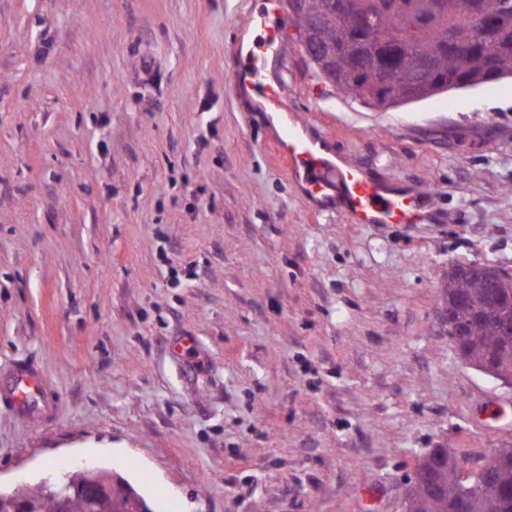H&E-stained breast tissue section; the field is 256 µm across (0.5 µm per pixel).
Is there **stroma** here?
Here are the masks:
<instances>
[{
  "mask_svg": "<svg viewBox=\"0 0 512 512\" xmlns=\"http://www.w3.org/2000/svg\"><path fill=\"white\" fill-rule=\"evenodd\" d=\"M258 2L0 0V374L54 401L0 405L1 492L87 463L152 512H404L430 449L512 445L443 319L451 266L512 272V77L368 109L290 27L274 113L234 78ZM290 123L434 220L303 196ZM0 397L1 402L22 414L44 416L52 410V401L43 389L41 373L31 364L10 369Z\"/></svg>",
  "mask_w": 512,
  "mask_h": 512,
  "instance_id": "1",
  "label": "stroma"
}]
</instances>
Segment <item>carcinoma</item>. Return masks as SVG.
Masks as SVG:
<instances>
[{
	"label": "carcinoma",
	"mask_w": 512,
	"mask_h": 512,
	"mask_svg": "<svg viewBox=\"0 0 512 512\" xmlns=\"http://www.w3.org/2000/svg\"><path fill=\"white\" fill-rule=\"evenodd\" d=\"M501 0H456L437 11L435 0H308L325 16L319 41L340 47L343 66L337 90L365 106H377L378 81L395 70L390 107L512 76V15L474 40L448 48L450 39L474 25L473 6L492 13ZM448 337L461 357L480 371L512 370V275L488 288L482 276L461 265L448 272ZM424 472L408 495L405 512H512V447L498 448L477 476L465 478L437 449L418 463ZM71 493L69 479L36 485L24 494L37 512H55L54 495Z\"/></svg>",
	"instance_id": "1"
}]
</instances>
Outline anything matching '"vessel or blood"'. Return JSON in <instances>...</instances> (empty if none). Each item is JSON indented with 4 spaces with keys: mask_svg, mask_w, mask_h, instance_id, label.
Returning a JSON list of instances; mask_svg holds the SVG:
<instances>
[{
    "mask_svg": "<svg viewBox=\"0 0 512 512\" xmlns=\"http://www.w3.org/2000/svg\"><path fill=\"white\" fill-rule=\"evenodd\" d=\"M249 22L260 30L262 39L251 51L249 70L237 73L236 82L259 88L269 106L283 108L280 84L262 82L260 73L267 52L283 40L286 18L281 0H264L263 9L251 15ZM275 145L299 191L322 202L339 200L351 223L407 226L425 223L431 215L426 193L372 178L362 167L330 151L325 137L303 136L288 129L277 134ZM0 402L30 416H43L52 410L41 373L30 364L10 369L5 383L0 384Z\"/></svg>",
    "mask_w": 512,
    "mask_h": 512,
    "instance_id": "vessel-or-blood-1",
    "label": "vessel or blood"
}]
</instances>
